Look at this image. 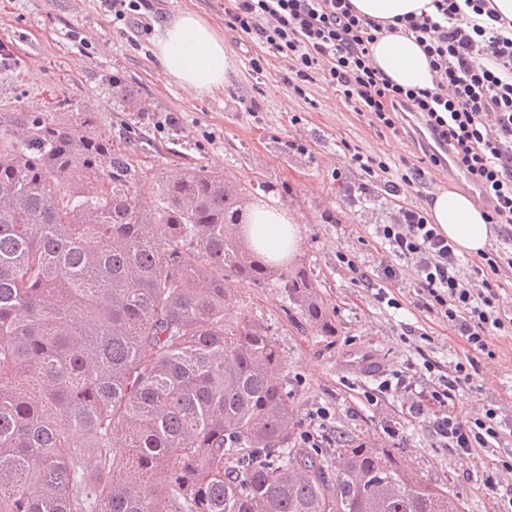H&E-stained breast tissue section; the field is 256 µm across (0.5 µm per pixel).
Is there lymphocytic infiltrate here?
I'll return each instance as SVG.
<instances>
[{
  "label": "lymphocytic infiltrate",
  "mask_w": 512,
  "mask_h": 512,
  "mask_svg": "<svg viewBox=\"0 0 512 512\" xmlns=\"http://www.w3.org/2000/svg\"><path fill=\"white\" fill-rule=\"evenodd\" d=\"M432 4L435 15H408L401 27L430 60L429 88H403L374 66L371 47L389 28L357 15L350 0H227L224 14L287 62L292 84L323 79L371 125L412 130L420 154L400 181L382 179L376 159L351 154L371 185L397 196L426 169L463 173L512 242V20L501 18L494 0ZM476 15L491 25L473 23ZM378 232L395 256L412 262L422 308L445 317L472 352L488 353L491 333L506 328L498 278L512 274V255L488 252L483 265L463 271L454 245L417 206L400 208ZM497 416L491 408L475 419L440 414L431 428L439 442L469 455L498 439Z\"/></svg>",
  "instance_id": "obj_1"
}]
</instances>
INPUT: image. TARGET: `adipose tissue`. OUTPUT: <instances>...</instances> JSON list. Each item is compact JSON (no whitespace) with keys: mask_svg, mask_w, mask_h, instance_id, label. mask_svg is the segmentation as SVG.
<instances>
[{"mask_svg":"<svg viewBox=\"0 0 512 512\" xmlns=\"http://www.w3.org/2000/svg\"><path fill=\"white\" fill-rule=\"evenodd\" d=\"M359 15L394 25L404 15L431 11V0H352ZM158 76L169 85L197 94L224 86L229 56L223 37L204 18L182 12L169 19L158 33ZM372 61L394 83L426 88L432 84L429 61L410 37L391 32L372 47ZM428 219L455 244L457 252H482L495 235L483 211L455 189L441 191L427 204ZM250 249L267 261H287L301 244V228L287 209L265 201L251 204L245 227Z\"/></svg>","mask_w":512,"mask_h":512,"instance_id":"obj_1","label":"adipose tissue"}]
</instances>
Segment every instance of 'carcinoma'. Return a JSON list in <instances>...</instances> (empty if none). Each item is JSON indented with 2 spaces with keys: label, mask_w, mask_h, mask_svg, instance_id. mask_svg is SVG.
Here are the masks:
<instances>
[{
  "label": "carcinoma",
  "mask_w": 512,
  "mask_h": 512,
  "mask_svg": "<svg viewBox=\"0 0 512 512\" xmlns=\"http://www.w3.org/2000/svg\"><path fill=\"white\" fill-rule=\"evenodd\" d=\"M139 182L89 114L0 120V512H463L398 448L295 447L278 343L227 280L336 327L304 268L244 247L254 187L190 169L143 208Z\"/></svg>",
  "instance_id": "obj_1"
}]
</instances>
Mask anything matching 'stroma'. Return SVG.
I'll return each mask as SVG.
<instances>
[{"instance_id": "35a3bbf8", "label": "stroma", "mask_w": 512, "mask_h": 512, "mask_svg": "<svg viewBox=\"0 0 512 512\" xmlns=\"http://www.w3.org/2000/svg\"><path fill=\"white\" fill-rule=\"evenodd\" d=\"M140 2L142 22L125 24L113 21L102 0H0V119L89 112L96 130L143 137L133 160L146 198L194 168L254 186L260 199L286 208L302 229L286 267L306 268L335 335L317 330L273 282H231L228 305L269 325L297 430H305L312 410L326 408L327 431L341 443L401 449L419 477L447 484L465 512H512L511 503L481 483L493 467L500 484H512V333L494 337L492 356H479L471 382L456 394L470 416L495 408L507 420L494 447L456 454L434 437L427 419L409 414L405 392L380 388L404 371L415 376L418 390L430 391L468 357L447 323L420 308L411 263L376 235L377 225L390 223L401 206L426 205L428 186L398 196L353 193L367 177L351 165L349 148L383 161L387 179L397 181L417 152L409 135L370 126L325 82L295 93L287 62L230 29L224 0ZM185 9L224 36L231 66L221 90L194 95L156 78L158 30ZM259 56L266 64L257 72L251 61ZM116 80L138 91L143 111L118 106ZM251 101L252 112L245 108ZM388 265L401 270L387 288L399 302L395 308L377 302L369 282ZM388 424L395 435L385 433Z\"/></svg>"}]
</instances>
